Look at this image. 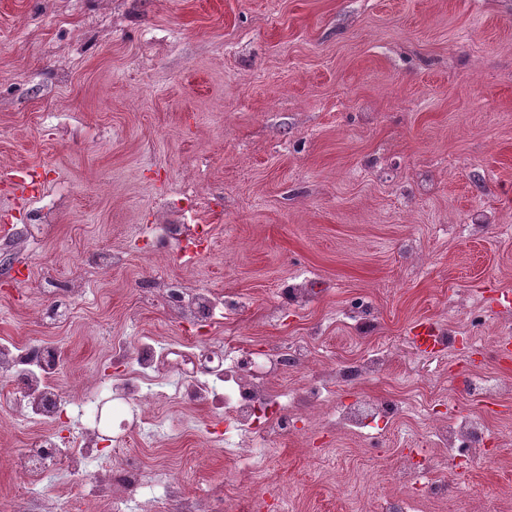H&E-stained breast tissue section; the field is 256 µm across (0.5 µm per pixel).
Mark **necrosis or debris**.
I'll return each instance as SVG.
<instances>
[{"label": "necrosis or debris", "instance_id": "obj_1", "mask_svg": "<svg viewBox=\"0 0 512 512\" xmlns=\"http://www.w3.org/2000/svg\"><path fill=\"white\" fill-rule=\"evenodd\" d=\"M149 235L160 236L175 252H182L196 242L201 231L191 215L177 210L174 216L149 227ZM170 318L182 322H216L241 311V299L215 293L208 288L184 282L163 280L156 288ZM112 358L132 359L134 375L106 385L112 406L108 414H100L96 400L83 402L84 430L70 441L69 471L80 484L122 506L129 492L141 488L149 476L134 458H126L113 467L112 458L103 454L99 441L104 432L122 437L133 424L132 407L140 399L153 394V385L166 370H174L180 379L178 397L182 402L204 406L224 416V452L239 455L244 438H251L253 449L249 464L235 477L238 486L250 489L256 512H264L267 503L283 504L285 497L272 486L260 484L258 475L267 453L275 443L294 432V416L300 403L311 406L328 403L337 387L352 380L382 375L390 365L388 352L379 351L356 362L320 369L318 379L304 398L275 390V379L288 371L310 363L309 345L294 341L268 349L262 361L250 362L240 346L227 341L200 346L197 351L181 353L172 359L170 350L152 341H141L134 354L120 345L113 346ZM60 353L49 343L19 346L0 344V373L9 376L14 388L0 396V407L10 413L38 420L47 428L26 444L23 450L25 476L39 482L46 465L62 446L53 426L60 420L66 399L54 381L59 370ZM421 405L391 398L369 397L349 405L337 406L319 423L322 431H343L359 438L377 436L378 421L423 414ZM438 448L454 460L482 463L491 432L486 416L478 411L449 412L433 427ZM100 467L88 471L89 460ZM395 493L380 498L378 512H426L428 504L448 498V483L438 477L427 464L401 456L396 468Z\"/></svg>", "mask_w": 512, "mask_h": 512}]
</instances>
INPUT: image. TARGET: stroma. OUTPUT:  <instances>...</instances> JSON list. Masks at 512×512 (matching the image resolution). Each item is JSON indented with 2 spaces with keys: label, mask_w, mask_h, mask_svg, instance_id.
<instances>
[{
  "label": "stroma",
  "mask_w": 512,
  "mask_h": 512,
  "mask_svg": "<svg viewBox=\"0 0 512 512\" xmlns=\"http://www.w3.org/2000/svg\"><path fill=\"white\" fill-rule=\"evenodd\" d=\"M26 171L59 203L54 223L14 243L28 276H0V340L56 345L67 400L129 373L109 359L112 337L196 335L142 301L161 276L247 301L204 333L257 358L297 338L313 347L309 370L390 351L384 375L339 387L340 404L416 401L439 380L469 411L457 377H512L496 355L512 328L496 305L512 291V0H0V227L37 207L16 191ZM183 189L205 238L185 259L143 234ZM104 246L125 264L86 279ZM303 275L307 302L283 303ZM51 279L89 286L49 332ZM361 302L365 333L342 319ZM428 322L454 346L418 351L410 338ZM176 384L163 376L136 408L148 424L124 449L159 483L127 512H154L162 480L193 494L240 464L213 436L223 421L171 400ZM481 410L505 457L462 481L448 467L450 512L512 498V399ZM323 414L306 408L272 451L265 481L288 512H362L359 497L392 490L400 454L427 452L429 422L372 446L313 431ZM41 429L0 408V512L75 494L112 512L62 459L27 485L21 452ZM364 471L370 484L345 487Z\"/></svg>",
  "instance_id": "stroma-1"
}]
</instances>
